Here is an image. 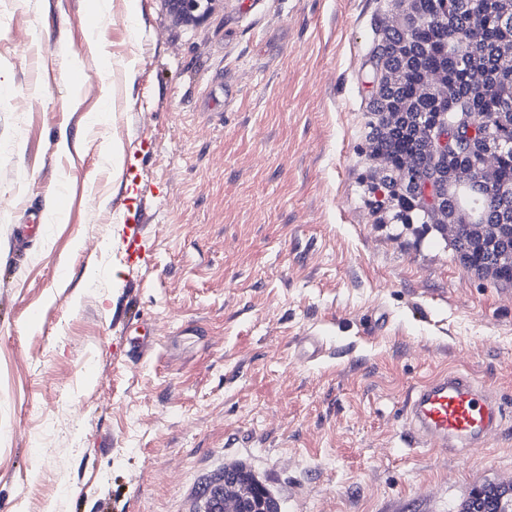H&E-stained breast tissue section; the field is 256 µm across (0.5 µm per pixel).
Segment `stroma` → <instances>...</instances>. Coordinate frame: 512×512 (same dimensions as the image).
<instances>
[{
    "instance_id": "35a3bbf8",
    "label": "stroma",
    "mask_w": 512,
    "mask_h": 512,
    "mask_svg": "<svg viewBox=\"0 0 512 512\" xmlns=\"http://www.w3.org/2000/svg\"><path fill=\"white\" fill-rule=\"evenodd\" d=\"M379 3L217 0L184 25L165 0H0V512H188L231 465L281 512H458L512 478V419L468 460L400 440L403 394L443 371L512 408V287L367 213ZM53 203L12 259L26 207ZM130 304L157 336L139 364ZM148 224H132L127 228L128 237V259L131 262L144 261L148 256L145 250V239L147 238ZM293 352L300 361L315 362L324 356L326 344L317 332L307 331L296 338Z\"/></svg>"
}]
</instances>
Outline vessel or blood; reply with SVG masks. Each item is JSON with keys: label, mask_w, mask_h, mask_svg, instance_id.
<instances>
[{"label": "vessel or blood", "mask_w": 512, "mask_h": 512, "mask_svg": "<svg viewBox=\"0 0 512 512\" xmlns=\"http://www.w3.org/2000/svg\"><path fill=\"white\" fill-rule=\"evenodd\" d=\"M27 216V224L17 228L12 242L14 251L20 255L25 254L30 242L29 228L41 223L38 210L29 209ZM146 230L143 224L128 227L130 261L146 260ZM124 324L138 330L128 351L130 361L145 360L156 344L152 328L130 317L125 318ZM325 352L323 338L314 331L304 332L294 343V356L303 362L317 361ZM401 408L403 442L407 447L445 450L462 457L487 447L512 415L494 388L454 370L409 387L402 398Z\"/></svg>", "instance_id": "1"}]
</instances>
